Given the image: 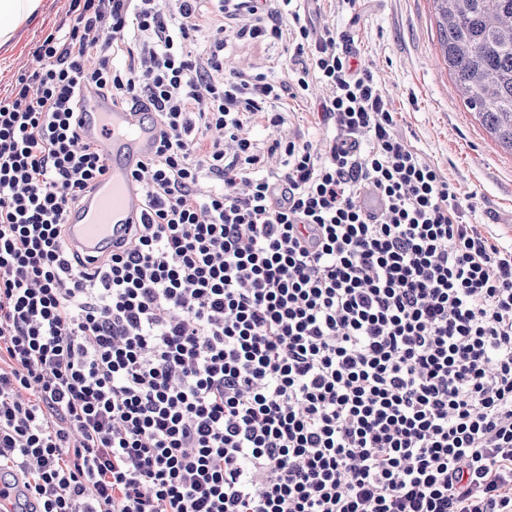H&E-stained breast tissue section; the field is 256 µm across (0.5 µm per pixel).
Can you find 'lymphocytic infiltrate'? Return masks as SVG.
Returning a JSON list of instances; mask_svg holds the SVG:
<instances>
[{
	"instance_id": "f902f5d3",
	"label": "lymphocytic infiltrate",
	"mask_w": 512,
	"mask_h": 512,
	"mask_svg": "<svg viewBox=\"0 0 512 512\" xmlns=\"http://www.w3.org/2000/svg\"><path fill=\"white\" fill-rule=\"evenodd\" d=\"M292 2L70 0L0 95V475L32 512H512V248ZM283 40L291 82L225 64ZM314 84L324 150H257ZM101 97L160 137L140 222L85 256Z\"/></svg>"
}]
</instances>
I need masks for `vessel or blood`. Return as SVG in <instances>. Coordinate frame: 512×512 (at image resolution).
<instances>
[{
	"instance_id": "obj_1",
	"label": "vessel or blood",
	"mask_w": 512,
	"mask_h": 512,
	"mask_svg": "<svg viewBox=\"0 0 512 512\" xmlns=\"http://www.w3.org/2000/svg\"><path fill=\"white\" fill-rule=\"evenodd\" d=\"M83 107L84 134L97 142L108 171L68 211L65 222L70 246L92 254L112 250L126 225L138 223L144 199L134 174L152 153L160 132L147 116L131 114L103 98L86 101Z\"/></svg>"
}]
</instances>
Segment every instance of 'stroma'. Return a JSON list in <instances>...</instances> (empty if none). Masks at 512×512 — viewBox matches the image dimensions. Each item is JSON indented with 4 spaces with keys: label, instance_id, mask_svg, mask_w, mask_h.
<instances>
[{
    "label": "stroma",
    "instance_id": "35a3bbf8",
    "mask_svg": "<svg viewBox=\"0 0 512 512\" xmlns=\"http://www.w3.org/2000/svg\"><path fill=\"white\" fill-rule=\"evenodd\" d=\"M68 0H41L40 8L17 34L12 49H0V93L10 90L27 67L38 40L68 22ZM316 24L347 36L348 45L389 95L398 130L422 156L436 164L457 191L469 223L512 247V151L504 149L468 112L448 73L436 31L431 0H302ZM231 60L243 66L265 62L279 81H290L283 44L237 43ZM313 99L284 100L279 129L253 127L258 149L279 135L298 134L322 144L325 131L312 119Z\"/></svg>",
    "mask_w": 512,
    "mask_h": 512
}]
</instances>
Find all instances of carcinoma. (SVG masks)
<instances>
[{"instance_id": "carcinoma-1", "label": "carcinoma", "mask_w": 512, "mask_h": 512, "mask_svg": "<svg viewBox=\"0 0 512 512\" xmlns=\"http://www.w3.org/2000/svg\"><path fill=\"white\" fill-rule=\"evenodd\" d=\"M450 77L465 107L512 151V0H433Z\"/></svg>"}]
</instances>
